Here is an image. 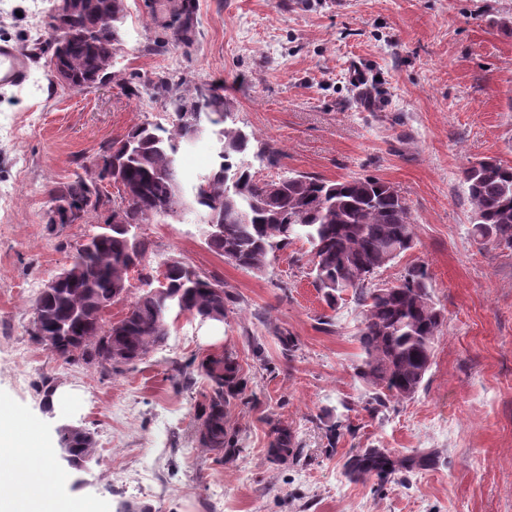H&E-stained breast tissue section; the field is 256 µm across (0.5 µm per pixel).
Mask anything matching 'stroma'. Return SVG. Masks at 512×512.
<instances>
[{
	"instance_id": "stroma-1",
	"label": "stroma",
	"mask_w": 512,
	"mask_h": 512,
	"mask_svg": "<svg viewBox=\"0 0 512 512\" xmlns=\"http://www.w3.org/2000/svg\"><path fill=\"white\" fill-rule=\"evenodd\" d=\"M180 0H126L119 80L75 92L33 64L22 88L0 89V404L69 470L65 499L101 512H512V249L479 244L461 178L469 161L512 165V0H195L188 40L174 36ZM54 0H0V42L47 34ZM174 73L217 80L238 126L281 150L254 161L262 179L301 172L391 183L415 219L417 246L376 275L394 283L424 264L445 315L425 382L378 416L355 378L362 308L352 295L327 307L313 286L309 245L294 241L261 272L212 251L193 217L143 225L145 270L105 314L120 319L143 271L169 257L218 277L233 296L224 322L179 316L166 343L123 372L67 363L31 334L46 280L104 220L53 224V190L102 147L143 121L171 117L157 87ZM138 83L126 97L121 79ZM208 134L179 152L184 194L216 161ZM299 341L287 358L277 338ZM236 351L246 395L228 408L243 453L233 463L200 446L197 414L209 393L189 362ZM75 391L56 411L57 388ZM291 425L297 461L270 460L268 418ZM349 426L336 443L326 429ZM90 430L94 460L68 468L59 430ZM395 456L435 451V464L380 483L350 478L355 449Z\"/></svg>"
}]
</instances>
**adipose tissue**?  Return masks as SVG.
<instances>
[{
	"mask_svg": "<svg viewBox=\"0 0 512 512\" xmlns=\"http://www.w3.org/2000/svg\"><path fill=\"white\" fill-rule=\"evenodd\" d=\"M66 481L65 473L49 471L47 449L34 447L17 418L0 411V512H97L61 502L53 488Z\"/></svg>",
	"mask_w": 512,
	"mask_h": 512,
	"instance_id": "obj_1",
	"label": "adipose tissue"
}]
</instances>
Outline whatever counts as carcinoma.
Instances as JSON below:
<instances>
[{
	"instance_id": "carcinoma-1",
	"label": "carcinoma",
	"mask_w": 512,
	"mask_h": 512,
	"mask_svg": "<svg viewBox=\"0 0 512 512\" xmlns=\"http://www.w3.org/2000/svg\"><path fill=\"white\" fill-rule=\"evenodd\" d=\"M193 10L192 0H181L177 7L184 36ZM126 11V0H82L80 10L62 20L63 27L47 23L48 38L33 44L32 55H51L53 37L60 31L68 40L59 64L71 75L69 88L80 90L109 80L121 46L115 23ZM160 88L171 108L170 127L147 120L137 123L103 150L122 178L112 209L122 210L124 223L112 228L111 237L76 248L66 267L68 276L55 288H42L34 302L42 335L57 339L52 353L120 371L164 342L171 314L202 321L227 315L230 293L224 284L174 258L165 293L155 292L147 279V289L121 319L108 325L103 319V310L124 297L121 290L130 288L128 268L141 264L149 252L150 242L138 230L159 221L164 207L177 212L196 209L221 225L219 236L206 237L208 247L244 269L261 271L276 252L305 240L311 248L314 286L328 306L350 292L363 308L355 376L372 391L365 410L376 416L392 400L414 398L432 365L445 315L433 301L428 272L421 264L411 266L389 288L369 287L373 275L416 245L415 221L399 191L370 177L331 181L289 174L260 179L247 159L256 136L237 125L234 113L225 112L229 103L220 93L221 85H188L168 77L160 81ZM209 122L219 143V162L198 177L192 198L187 199L178 178L177 155L181 143L202 135ZM105 178L104 169L95 177L86 169L76 170L54 195L78 204L77 219L83 223L89 210L104 205L99 182ZM462 180L472 208L473 236L512 248V165L487 158L463 168ZM198 371L210 389L199 416L206 429L199 443L228 461L243 451L228 407L242 398L247 382L237 356L228 350L203 360ZM269 424L270 459L296 460L299 444L292 427L279 419ZM60 442L70 450L76 468L97 454L93 434L82 428H62ZM433 461L434 454L428 451L396 457L383 448H360L347 460L346 471L353 479L375 476L384 482L399 473L425 469Z\"/></svg>"
}]
</instances>
